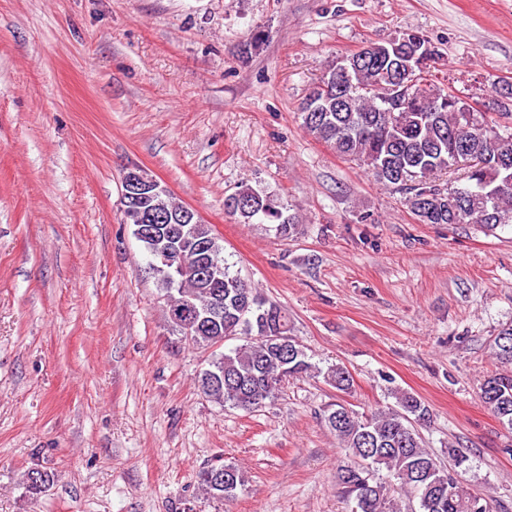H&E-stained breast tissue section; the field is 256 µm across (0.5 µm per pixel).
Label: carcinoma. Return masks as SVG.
Instances as JSON below:
<instances>
[{
    "instance_id": "1",
    "label": "carcinoma",
    "mask_w": 512,
    "mask_h": 512,
    "mask_svg": "<svg viewBox=\"0 0 512 512\" xmlns=\"http://www.w3.org/2000/svg\"><path fill=\"white\" fill-rule=\"evenodd\" d=\"M418 33L399 32L368 45L375 52L368 61L338 73L339 56L327 64L300 103L302 125L328 144L336 154L363 167L385 187L405 194L410 212L424 224H478L492 232L512 227V109L493 117L467 111L466 96L449 94L433 71L419 74L411 93L402 97L389 81L401 65ZM466 164L462 186L444 185L440 177ZM242 207L224 204V211L241 224L262 218L287 239L298 220L287 208L249 182L232 193ZM197 237L210 255L224 266V279L194 277L201 259L192 247H179L181 274L175 280L157 275L165 302V318L181 338L215 352L197 377L201 392L224 407L254 411L276 398L291 379L321 377L339 394L355 391L350 371L341 364L322 369L311 362L305 348L292 336L288 310L268 299L222 255V246L208 224L195 225ZM224 295V320L217 328L187 330L175 323L173 306L190 300L206 308ZM241 344L216 352L221 340ZM500 369L480 384V398L499 422L512 430V324L501 328L491 345ZM395 404L368 414L343 401L324 410V421L351 464L340 469L339 484L355 503L352 512H403L402 502L414 512H493L487 500L459 476L466 462L462 450L448 446L445 465L425 448L418 426L430 418V409L417 394L392 391ZM385 469L394 478L379 476ZM205 494L222 501L235 494L244 479L232 464H214L199 472ZM55 474L36 470L28 474L32 494L53 483Z\"/></svg>"
}]
</instances>
